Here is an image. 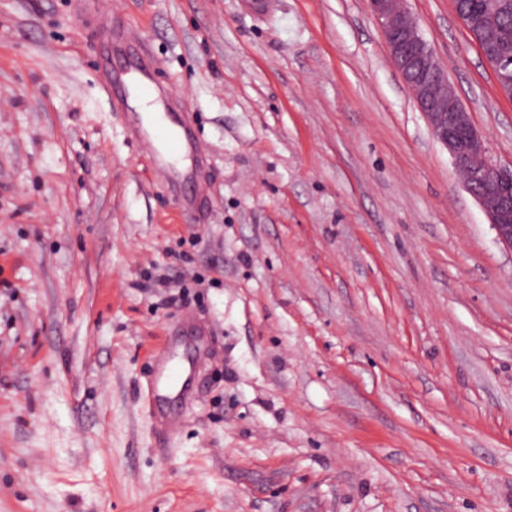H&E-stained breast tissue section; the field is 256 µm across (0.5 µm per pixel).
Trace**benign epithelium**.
Returning a JSON list of instances; mask_svg holds the SVG:
<instances>
[{
	"instance_id": "benign-epithelium-1",
	"label": "benign epithelium",
	"mask_w": 512,
	"mask_h": 512,
	"mask_svg": "<svg viewBox=\"0 0 512 512\" xmlns=\"http://www.w3.org/2000/svg\"><path fill=\"white\" fill-rule=\"evenodd\" d=\"M381 25L394 65L410 88L434 137L448 150L466 190L483 206L497 239L512 250V169L493 164L482 135L431 45L420 32L406 0H367ZM483 57L497 73L499 92L512 98V58L498 56L493 35L485 36Z\"/></svg>"
}]
</instances>
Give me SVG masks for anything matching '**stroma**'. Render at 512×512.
Returning <instances> with one entry per match:
<instances>
[{"instance_id":"stroma-1","label":"stroma","mask_w":512,"mask_h":512,"mask_svg":"<svg viewBox=\"0 0 512 512\" xmlns=\"http://www.w3.org/2000/svg\"><path fill=\"white\" fill-rule=\"evenodd\" d=\"M498 166L512 99L407 0ZM0 0V512H512V250L365 0ZM146 39L201 218L97 80ZM195 400L143 403L182 314Z\"/></svg>"}]
</instances>
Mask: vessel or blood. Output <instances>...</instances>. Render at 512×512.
Masks as SVG:
<instances>
[{"instance_id":"b4317fda","label":"vessel or blood","mask_w":512,"mask_h":512,"mask_svg":"<svg viewBox=\"0 0 512 512\" xmlns=\"http://www.w3.org/2000/svg\"><path fill=\"white\" fill-rule=\"evenodd\" d=\"M95 45L100 86L111 107H127L134 92L149 95L151 102L161 107L151 121L130 109L128 122L132 139L151 147L158 179L175 187L193 181L188 162L201 157V145L183 124L173 123V114L180 111L181 106L168 96L159 79L158 68L148 58L143 39L130 35L123 27L106 25L96 29ZM155 360L153 399L161 425L172 430L178 422L166 413L165 406L173 398L184 405L192 403L193 371L173 364L166 346L158 349Z\"/></svg>"}]
</instances>
